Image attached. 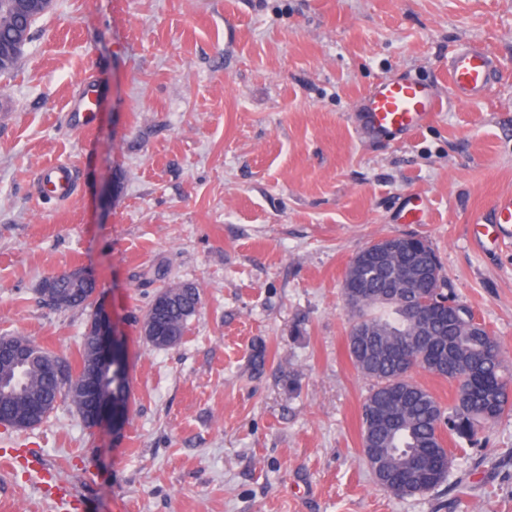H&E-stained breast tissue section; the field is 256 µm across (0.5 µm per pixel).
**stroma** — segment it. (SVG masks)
I'll return each mask as SVG.
<instances>
[{
	"label": "stroma",
	"instance_id": "stroma-1",
	"mask_svg": "<svg viewBox=\"0 0 512 512\" xmlns=\"http://www.w3.org/2000/svg\"><path fill=\"white\" fill-rule=\"evenodd\" d=\"M464 43L501 68L468 102L448 89ZM399 73L435 84L441 112L400 142L361 138L362 97ZM0 96V336L74 362L104 310L129 381L120 421L88 428L61 400L0 426V455L44 458L76 495L0 468V512H512V416L447 439L436 489L376 483L341 296L366 246L425 238L512 366V239L476 246L468 222L512 192V0H52ZM54 162L74 168L70 201L35 192ZM410 201L421 222L402 221ZM74 269L92 305H46L43 279ZM169 282L201 305L156 350L140 323Z\"/></svg>",
	"mask_w": 512,
	"mask_h": 512
}]
</instances>
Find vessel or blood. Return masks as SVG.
I'll use <instances>...</instances> for the list:
<instances>
[{
    "instance_id": "obj_1",
    "label": "vessel or blood",
    "mask_w": 512,
    "mask_h": 512,
    "mask_svg": "<svg viewBox=\"0 0 512 512\" xmlns=\"http://www.w3.org/2000/svg\"><path fill=\"white\" fill-rule=\"evenodd\" d=\"M498 76L495 57L477 46H459L448 60V84L461 101L483 96ZM440 105L441 98L430 84L404 75L384 78L362 99L364 117L360 134L366 138L383 135L399 138L429 122ZM38 190L45 197L69 199L75 190L72 167L56 163L41 168ZM473 221L495 226L505 234L512 232V193L496 196L489 214H476Z\"/></svg>"
}]
</instances>
